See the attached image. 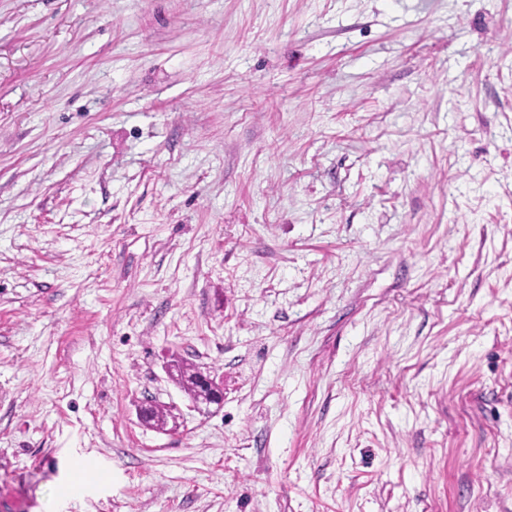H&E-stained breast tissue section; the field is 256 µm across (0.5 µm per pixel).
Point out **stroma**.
Masks as SVG:
<instances>
[{
    "label": "stroma",
    "instance_id": "1",
    "mask_svg": "<svg viewBox=\"0 0 512 512\" xmlns=\"http://www.w3.org/2000/svg\"><path fill=\"white\" fill-rule=\"evenodd\" d=\"M0 512H512V0H0ZM205 383L213 388V394L208 398H200L198 396H191V401L194 409L198 412L206 414L210 412L212 405L220 406L224 401V380L223 377L219 378L211 372H205L203 375Z\"/></svg>",
    "mask_w": 512,
    "mask_h": 512
}]
</instances>
